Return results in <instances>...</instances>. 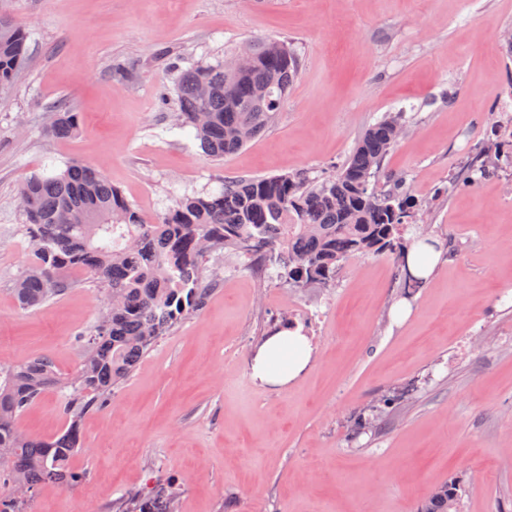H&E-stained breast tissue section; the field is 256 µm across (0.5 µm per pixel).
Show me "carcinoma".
Returning a JSON list of instances; mask_svg holds the SVG:
<instances>
[{
    "label": "carcinoma",
    "mask_w": 512,
    "mask_h": 512,
    "mask_svg": "<svg viewBox=\"0 0 512 512\" xmlns=\"http://www.w3.org/2000/svg\"><path fill=\"white\" fill-rule=\"evenodd\" d=\"M0 86L7 87L29 61L28 34L13 16H0ZM299 71L284 41L251 44L241 62L200 63L175 70L176 128H190L203 156L219 162L257 137L277 118ZM79 115L59 103L47 134L76 135ZM404 115L389 112L367 128L339 172L322 180L297 170L224 181L218 193L185 195L150 219L112 185L98 167L69 161L59 173L33 174L19 194L31 200L23 211L34 259L16 283L19 304L42 306L82 283L105 299L87 351L71 377L60 376L53 360L38 356L0 367V454L15 458V478L74 488L86 479L71 461L79 445L77 419L102 406L112 388L139 357L181 320L198 311L215 284L205 258L222 251L247 269L277 277L293 288L329 287L343 263L356 254L405 258L409 231L421 206L403 191L375 189L383 162L402 135ZM512 164V116L457 180L464 183ZM70 388L64 413L74 419L50 438L27 436L21 416L46 392ZM464 481L438 485L418 512H458Z\"/></svg>",
    "instance_id": "1"
}]
</instances>
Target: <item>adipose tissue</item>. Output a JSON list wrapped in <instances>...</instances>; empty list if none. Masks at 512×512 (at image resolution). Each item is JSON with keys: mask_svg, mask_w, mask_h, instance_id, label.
<instances>
[{"mask_svg": "<svg viewBox=\"0 0 512 512\" xmlns=\"http://www.w3.org/2000/svg\"><path fill=\"white\" fill-rule=\"evenodd\" d=\"M313 347L301 330H283L267 338L250 360L252 377L261 384L281 387L310 367Z\"/></svg>", "mask_w": 512, "mask_h": 512, "instance_id": "adipose-tissue-1", "label": "adipose tissue"}]
</instances>
